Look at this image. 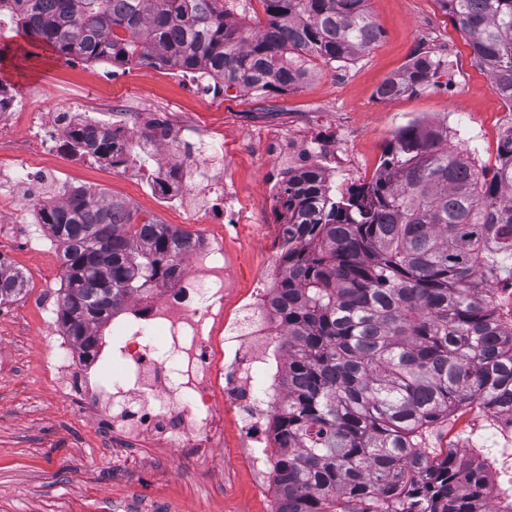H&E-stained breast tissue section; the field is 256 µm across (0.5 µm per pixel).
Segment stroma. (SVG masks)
I'll list each match as a JSON object with an SVG mask.
<instances>
[{
	"label": "stroma",
	"instance_id": "1",
	"mask_svg": "<svg viewBox=\"0 0 512 512\" xmlns=\"http://www.w3.org/2000/svg\"><path fill=\"white\" fill-rule=\"evenodd\" d=\"M367 8L381 29L374 44L347 62L316 64L305 86L266 99L237 87L207 96L167 67L147 64L123 65L122 79L101 84L95 64L71 65L47 44L17 34L8 19L0 23V47L7 50L0 82L23 106L16 117L20 127L29 113L82 98L100 112L122 105L132 112L170 113L176 123L203 127L223 146L224 168L251 218L239 232H224L209 212L190 216L162 207L143 179L115 173L96 157L65 149L44 165L51 179L125 203L134 223L154 219L223 238L239 274L238 291L225 304L231 314L268 260L260 224L279 221L265 189L281 166L258 150V138L301 135L334 142L332 185L344 189L373 179L386 147L407 124L476 130L478 142L460 135L452 143L463 153L477 152L489 167L500 131L512 125V107L437 0H368ZM424 55L444 62L426 86L378 97L386 80ZM49 235L40 224L20 231L0 226V259L25 279L20 294L0 305V512H271L268 490L241 459L233 414H225L224 445L209 460L118 448L111 432L77 419L47 384L49 339L40 294L61 279L62 265L59 250H40L34 240Z\"/></svg>",
	"mask_w": 512,
	"mask_h": 512
}]
</instances>
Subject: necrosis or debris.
Here are the masks:
<instances>
[{
  "instance_id": "1",
  "label": "necrosis or debris",
  "mask_w": 512,
  "mask_h": 512,
  "mask_svg": "<svg viewBox=\"0 0 512 512\" xmlns=\"http://www.w3.org/2000/svg\"><path fill=\"white\" fill-rule=\"evenodd\" d=\"M82 128L111 136L106 164L144 176L161 204L190 214L215 204L219 223H244V206L224 172L220 146L201 127L176 126L163 112H116L106 121L82 105L33 113L26 155L0 169V184L18 181L34 199L61 202V191L48 190L36 156ZM170 147L175 156H167ZM280 277L278 260L269 259L257 288L235 316H226L237 272L223 240L193 237L182 270L131 296L119 313L92 329L87 346L53 331L48 380L61 398L88 409L125 448L192 458L212 454L224 445V413L232 411L242 430V457L264 477L275 446L267 417L285 395L281 375L273 370L284 341L272 305Z\"/></svg>"
}]
</instances>
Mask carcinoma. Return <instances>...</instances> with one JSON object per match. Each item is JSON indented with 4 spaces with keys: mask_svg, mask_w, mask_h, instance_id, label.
Listing matches in <instances>:
<instances>
[{
    "mask_svg": "<svg viewBox=\"0 0 512 512\" xmlns=\"http://www.w3.org/2000/svg\"><path fill=\"white\" fill-rule=\"evenodd\" d=\"M230 0H0V17L63 56L213 72L260 96L297 89L312 61L343 62L381 35L366 0H261L263 30L229 21ZM512 106V0H437ZM416 58L378 96L428 84ZM112 152L104 137H82ZM288 395L272 414L275 485L286 512H512L489 508L492 464L430 448L469 408L512 435V126L480 169L437 127L409 124L369 183L334 197L319 166L281 181ZM62 246L58 320L76 341L160 277L193 235L131 224L122 203L76 190L38 206ZM21 291L0 261V301Z\"/></svg>",
    "mask_w": 512,
    "mask_h": 512,
    "instance_id": "carcinoma-1",
    "label": "carcinoma"
}]
</instances>
